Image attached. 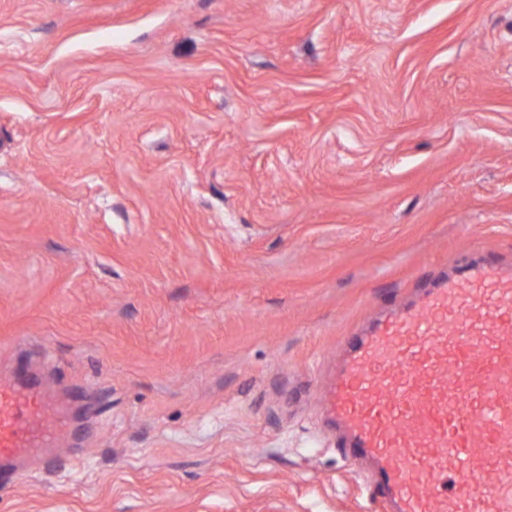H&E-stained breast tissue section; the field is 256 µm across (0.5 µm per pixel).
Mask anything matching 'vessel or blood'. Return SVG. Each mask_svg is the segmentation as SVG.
Segmentation results:
<instances>
[{
  "mask_svg": "<svg viewBox=\"0 0 512 512\" xmlns=\"http://www.w3.org/2000/svg\"><path fill=\"white\" fill-rule=\"evenodd\" d=\"M323 405L392 512H512V268L464 264L371 321ZM67 423L62 397L0 379V475Z\"/></svg>",
  "mask_w": 512,
  "mask_h": 512,
  "instance_id": "obj_1",
  "label": "vessel or blood"
}]
</instances>
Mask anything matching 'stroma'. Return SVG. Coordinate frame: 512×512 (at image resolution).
<instances>
[{
	"label": "stroma",
	"mask_w": 512,
	"mask_h": 512,
	"mask_svg": "<svg viewBox=\"0 0 512 512\" xmlns=\"http://www.w3.org/2000/svg\"><path fill=\"white\" fill-rule=\"evenodd\" d=\"M512 265V0H0V375L66 394L0 512H387L321 389Z\"/></svg>",
	"instance_id": "obj_1"
}]
</instances>
